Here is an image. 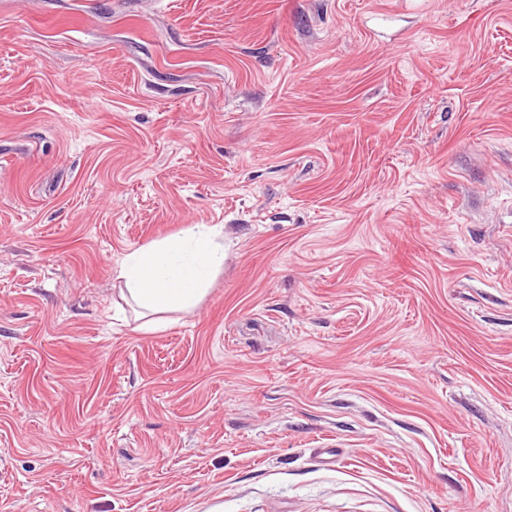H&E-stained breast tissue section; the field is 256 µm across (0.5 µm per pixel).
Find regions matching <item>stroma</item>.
<instances>
[{"label": "stroma", "instance_id": "35a3bbf8", "mask_svg": "<svg viewBox=\"0 0 512 512\" xmlns=\"http://www.w3.org/2000/svg\"><path fill=\"white\" fill-rule=\"evenodd\" d=\"M0 512H512V0H0ZM220 224H191L176 238L129 252L114 268L132 301L150 314L191 311L224 266Z\"/></svg>", "mask_w": 512, "mask_h": 512}]
</instances>
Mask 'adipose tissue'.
<instances>
[{
  "mask_svg": "<svg viewBox=\"0 0 512 512\" xmlns=\"http://www.w3.org/2000/svg\"><path fill=\"white\" fill-rule=\"evenodd\" d=\"M220 224H192L176 238L129 252L115 267L132 301L151 314L191 311L224 265Z\"/></svg>",
  "mask_w": 512,
  "mask_h": 512,
  "instance_id": "ef3b65f1",
  "label": "adipose tissue"
}]
</instances>
